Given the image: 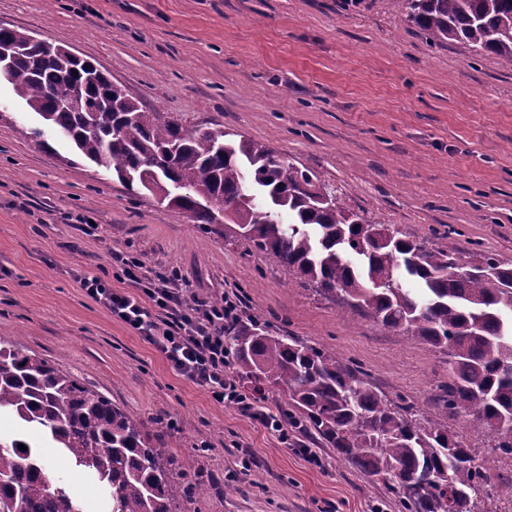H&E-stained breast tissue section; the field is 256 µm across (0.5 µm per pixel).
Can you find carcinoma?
Here are the masks:
<instances>
[{"label": "carcinoma", "mask_w": 512, "mask_h": 512, "mask_svg": "<svg viewBox=\"0 0 512 512\" xmlns=\"http://www.w3.org/2000/svg\"><path fill=\"white\" fill-rule=\"evenodd\" d=\"M393 3L429 41L462 42L512 68V0ZM1 46L23 50L10 71L15 94L129 193L145 190L220 237L224 225L236 226L235 237L301 283L340 292L347 313L448 353L445 413L491 435L495 453L512 456L511 263L478 252L474 264L483 270L459 272L454 248L431 249L366 223L317 175L259 141L188 129L97 76L91 60L25 30L0 27ZM62 95L98 111L65 106ZM224 341L254 392L282 390L315 435L383 480L405 512H448L456 496L469 500L466 512H483L484 499L512 496V483H492V459L478 460L428 413L388 399L336 353L259 326L229 328ZM1 409L92 475L112 500L110 512H182L188 494L202 489L169 448L167 424L147 429L71 372L2 338ZM0 512L84 510L23 436L0 434Z\"/></svg>", "instance_id": "carcinoma-1"}]
</instances>
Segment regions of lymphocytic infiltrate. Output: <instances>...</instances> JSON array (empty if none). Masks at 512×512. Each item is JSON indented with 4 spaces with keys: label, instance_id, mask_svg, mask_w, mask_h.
I'll return each mask as SVG.
<instances>
[{
    "label": "lymphocytic infiltrate",
    "instance_id": "1",
    "mask_svg": "<svg viewBox=\"0 0 512 512\" xmlns=\"http://www.w3.org/2000/svg\"><path fill=\"white\" fill-rule=\"evenodd\" d=\"M113 260L135 294L115 291L101 277L83 276L79 283L85 294L159 349L177 374L287 439V424L244 391L227 370L224 330L240 320L237 298L227 294L216 305L194 294L180 271L148 276L139 258L118 253Z\"/></svg>",
    "mask_w": 512,
    "mask_h": 512
}]
</instances>
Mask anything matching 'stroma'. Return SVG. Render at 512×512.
Returning <instances> with one entry per match:
<instances>
[{
	"instance_id": "1",
	"label": "stroma",
	"mask_w": 512,
	"mask_h": 512,
	"mask_svg": "<svg viewBox=\"0 0 512 512\" xmlns=\"http://www.w3.org/2000/svg\"><path fill=\"white\" fill-rule=\"evenodd\" d=\"M25 28L94 61L146 107L189 128L231 129L313 171L353 211L431 248L512 262V69L467 45L431 44L391 0H0V26ZM0 120V337L73 372L143 421L177 423L178 454L209 480L195 512H404L396 494L304 430L288 442L178 376L79 279L128 289L110 255L177 268L199 297L235 294L241 323L329 349L389 399L446 419L488 453L485 433L445 417L448 357L301 285L238 238L189 223L149 193L82 159L9 84ZM93 220L84 234L77 216ZM86 512L94 480L39 434L27 436ZM312 448L322 466L308 464Z\"/></svg>"
}]
</instances>
